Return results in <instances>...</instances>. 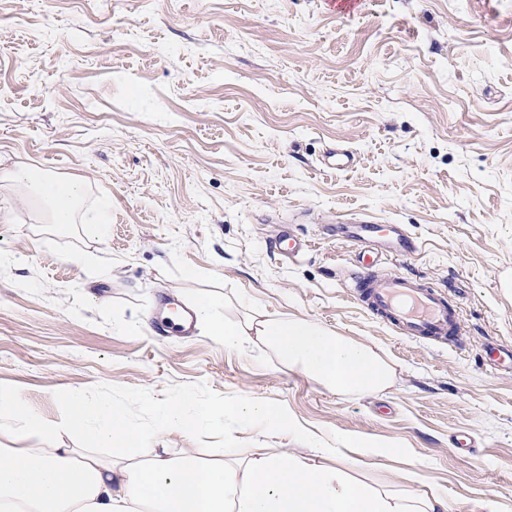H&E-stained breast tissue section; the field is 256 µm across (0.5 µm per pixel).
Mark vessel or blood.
Returning a JSON list of instances; mask_svg holds the SVG:
<instances>
[{
	"label": "vessel or blood",
	"mask_w": 512,
	"mask_h": 512,
	"mask_svg": "<svg viewBox=\"0 0 512 512\" xmlns=\"http://www.w3.org/2000/svg\"><path fill=\"white\" fill-rule=\"evenodd\" d=\"M340 230L360 247L349 277L353 294L365 309L410 339L451 341L460 335V311L440 290L408 275L380 272L385 255L410 259L421 250L401 225L362 219L341 225Z\"/></svg>",
	"instance_id": "1"
}]
</instances>
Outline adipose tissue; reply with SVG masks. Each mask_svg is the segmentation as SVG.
Returning <instances> with one entry per match:
<instances>
[{"mask_svg": "<svg viewBox=\"0 0 512 512\" xmlns=\"http://www.w3.org/2000/svg\"><path fill=\"white\" fill-rule=\"evenodd\" d=\"M0 182L40 194L54 224L75 223L85 195L81 181L36 179L22 167L1 173ZM194 310L207 335L226 347L263 344L289 369L336 393L376 395L393 384L394 369L381 354L314 320L264 316L232 322L208 298L195 302ZM64 401L65 427L82 430L90 447L49 444L50 427L0 387V414L14 420L0 424V436L17 430L26 442L0 448V512H448V500L438 492L375 489L341 467L317 465L326 453L343 455L354 439L337 436L335 448L326 450L318 435L275 403L245 397L217 411L184 396L151 424L134 425L108 402L92 404L75 391L65 393ZM271 426L288 429L303 452L244 448L224 464L207 465L155 445L161 432L190 436ZM99 446L113 449V456L97 455Z\"/></svg>", "mask_w": 512, "mask_h": 512, "instance_id": "obj_1", "label": "adipose tissue"}]
</instances>
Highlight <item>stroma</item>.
<instances>
[{
    "mask_svg": "<svg viewBox=\"0 0 512 512\" xmlns=\"http://www.w3.org/2000/svg\"><path fill=\"white\" fill-rule=\"evenodd\" d=\"M352 152L325 172L330 150ZM86 184L76 223L0 188V387L61 430L65 392L133 421L182 395L276 402L377 488L512 512V0H0V171ZM402 225L422 244L384 263L446 292L455 344L409 340L353 297L358 253L338 217ZM108 225L100 237L99 225ZM304 250L276 248L282 227ZM195 268L189 278L185 268ZM201 297L242 322L305 317L386 357L395 382L339 395L264 348L160 330ZM467 433L477 454L454 446ZM387 444V451L374 447ZM216 463L293 447L287 431L162 433Z\"/></svg>",
    "mask_w": 512,
    "mask_h": 512,
    "instance_id": "1",
    "label": "stroma"
}]
</instances>
